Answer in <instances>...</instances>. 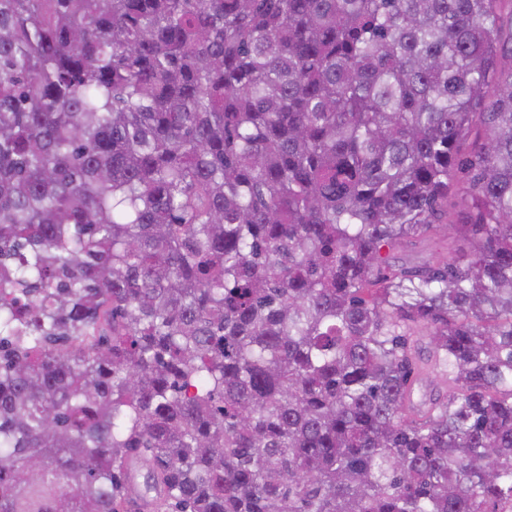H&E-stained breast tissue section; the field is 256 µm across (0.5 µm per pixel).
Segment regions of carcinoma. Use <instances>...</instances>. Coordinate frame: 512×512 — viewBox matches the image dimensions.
Returning a JSON list of instances; mask_svg holds the SVG:
<instances>
[{
    "label": "carcinoma",
    "mask_w": 512,
    "mask_h": 512,
    "mask_svg": "<svg viewBox=\"0 0 512 512\" xmlns=\"http://www.w3.org/2000/svg\"><path fill=\"white\" fill-rule=\"evenodd\" d=\"M0 252V512L512 504V0H0ZM396 261L422 260L435 256L449 257L448 237L443 234L431 235L418 240L414 245L397 247L394 250Z\"/></svg>",
    "instance_id": "obj_1"
}]
</instances>
